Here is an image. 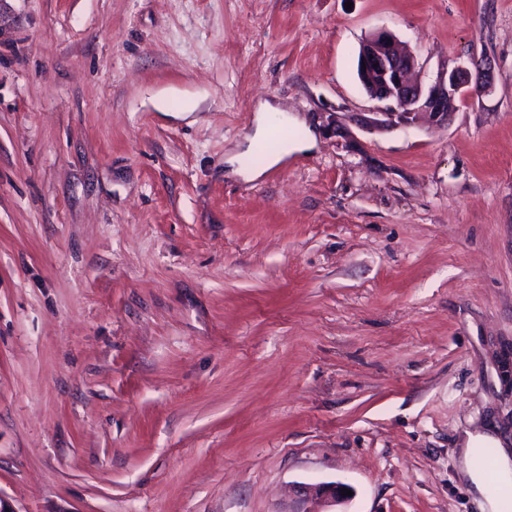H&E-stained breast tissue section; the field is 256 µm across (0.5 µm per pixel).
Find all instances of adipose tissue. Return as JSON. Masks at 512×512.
Masks as SVG:
<instances>
[{
  "label": "adipose tissue",
  "mask_w": 512,
  "mask_h": 512,
  "mask_svg": "<svg viewBox=\"0 0 512 512\" xmlns=\"http://www.w3.org/2000/svg\"><path fill=\"white\" fill-rule=\"evenodd\" d=\"M485 447L497 450V485H490L484 473L474 464L476 454ZM461 470L479 495L482 512H500L501 489H512V448L491 432L463 431L460 438Z\"/></svg>",
  "instance_id": "ef3b65f1"
}]
</instances>
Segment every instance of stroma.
I'll return each mask as SVG.
<instances>
[{"mask_svg":"<svg viewBox=\"0 0 512 512\" xmlns=\"http://www.w3.org/2000/svg\"><path fill=\"white\" fill-rule=\"evenodd\" d=\"M447 125L384 130L371 33ZM317 136L254 182L261 101ZM512 438V0H0V497L15 512H477ZM469 63L443 67L426 85L415 76L416 57L393 34H372L360 47L357 76L366 94L383 104V112H367L371 116H365L363 124L388 127L414 123L422 116L431 123L448 124L459 101L486 93L493 85L487 59L473 58ZM508 441H503L491 432L473 433L465 429L460 438L459 452L461 456V470L464 477L469 480L479 495L482 512L501 511V494L493 491L492 485L484 473L474 464V457L483 447L497 448V476L495 486L512 489V448L506 447ZM344 488L348 487L340 483L293 484L289 495L295 507L290 512H335L324 510V506L348 499V495L343 496Z\"/></svg>","mask_w":512,"mask_h":512,"instance_id":"35a3bbf8","label":"stroma"}]
</instances>
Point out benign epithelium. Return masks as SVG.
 <instances>
[{"label":"benign epithelium","mask_w":512,"mask_h":512,"mask_svg":"<svg viewBox=\"0 0 512 512\" xmlns=\"http://www.w3.org/2000/svg\"><path fill=\"white\" fill-rule=\"evenodd\" d=\"M416 57L393 34H372L360 47L357 76L366 94L383 104V111L364 117L370 127L410 124L425 117L446 124L462 99L488 92L493 85L491 64L471 59L470 64L442 68L426 85L415 76ZM345 485L340 483L302 484L289 489L294 508L290 512H326L329 503H341Z\"/></svg>","instance_id":"7a95c632"}]
</instances>
